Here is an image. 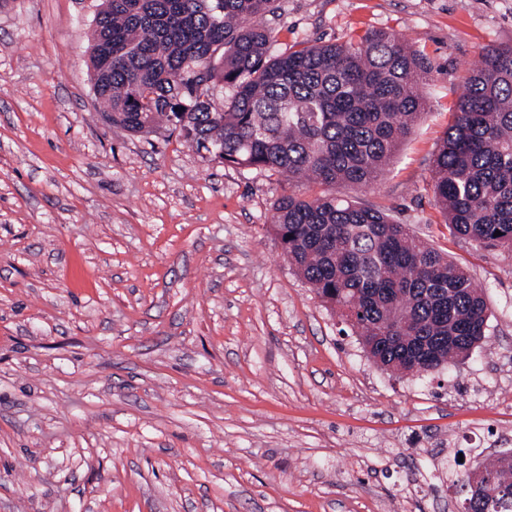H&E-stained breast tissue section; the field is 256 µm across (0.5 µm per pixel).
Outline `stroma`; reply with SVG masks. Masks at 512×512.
Instances as JSON below:
<instances>
[{"mask_svg":"<svg viewBox=\"0 0 512 512\" xmlns=\"http://www.w3.org/2000/svg\"><path fill=\"white\" fill-rule=\"evenodd\" d=\"M100 0H0V512H456L463 468L512 453V252L450 233L431 158L512 0H277L274 53L394 33L433 67L384 176L345 193L483 288L463 363L378 368L270 232L295 192L204 162L96 100Z\"/></svg>","mask_w":512,"mask_h":512,"instance_id":"stroma-1","label":"stroma"}]
</instances>
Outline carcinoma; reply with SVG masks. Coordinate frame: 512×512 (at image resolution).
Returning a JSON list of instances; mask_svg holds the SVG:
<instances>
[{"instance_id": "obj_1", "label": "carcinoma", "mask_w": 512, "mask_h": 512, "mask_svg": "<svg viewBox=\"0 0 512 512\" xmlns=\"http://www.w3.org/2000/svg\"><path fill=\"white\" fill-rule=\"evenodd\" d=\"M275 0H101L94 16L95 97L112 124L178 133L210 163L288 175L330 188L287 194L271 226L289 265L368 349L386 337L382 367L415 357L437 372L487 336L483 289L403 225L345 197L368 187L426 105L432 68L397 35L271 50L262 20ZM112 42V54L102 45ZM231 90L217 109L211 90ZM450 231L512 251V44L473 68L431 161ZM501 235H495V232ZM512 489V457L485 465ZM468 473L452 480L474 499ZM473 512H512V492Z\"/></svg>"}]
</instances>
